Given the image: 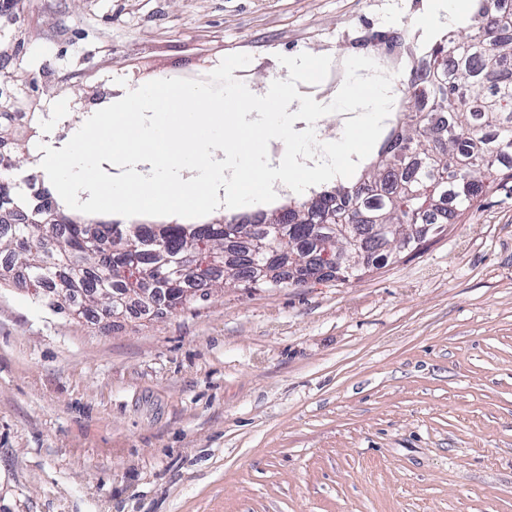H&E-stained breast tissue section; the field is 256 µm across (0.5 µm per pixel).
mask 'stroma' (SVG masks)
<instances>
[{"label":"stroma","mask_w":512,"mask_h":512,"mask_svg":"<svg viewBox=\"0 0 512 512\" xmlns=\"http://www.w3.org/2000/svg\"><path fill=\"white\" fill-rule=\"evenodd\" d=\"M427 0H7L0 113L121 78L373 56ZM0 512H512V179L361 279L226 288L109 329L0 288Z\"/></svg>","instance_id":"35a3bbf8"}]
</instances>
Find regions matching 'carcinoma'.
I'll return each mask as SVG.
<instances>
[{
	"instance_id": "cac0c4a2",
	"label": "carcinoma",
	"mask_w": 512,
	"mask_h": 512,
	"mask_svg": "<svg viewBox=\"0 0 512 512\" xmlns=\"http://www.w3.org/2000/svg\"><path fill=\"white\" fill-rule=\"evenodd\" d=\"M470 24L450 39L428 47L424 77L410 75L405 87L416 102L399 134L389 140L370 163L364 178L339 182L294 208L272 209L265 217L286 212L282 232L299 242L295 253L307 258L311 224H357L362 237L377 224H453L499 179L512 178V10L504 0H483ZM36 116L18 136L0 113V254L26 273L32 297L59 312L97 303L100 289L125 287L124 274L146 273L156 279L175 268L185 250L224 255V275L244 266L257 273L275 263L272 252L255 253L237 241V224H159L145 233L155 248L141 247L123 254L110 252V230L89 251L84 223L43 210L47 198L32 186L23 190L11 166L13 146L36 134ZM66 226V241L56 247L55 228Z\"/></svg>"
}]
</instances>
